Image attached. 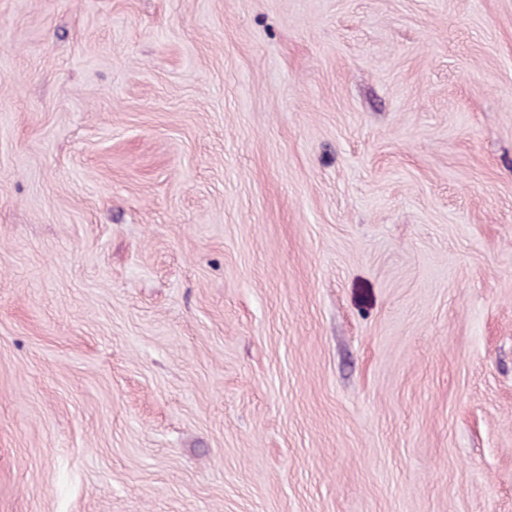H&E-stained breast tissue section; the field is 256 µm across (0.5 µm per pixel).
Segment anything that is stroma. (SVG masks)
Listing matches in <instances>:
<instances>
[{"instance_id":"35a3bbf8","label":"stroma","mask_w":512,"mask_h":512,"mask_svg":"<svg viewBox=\"0 0 512 512\" xmlns=\"http://www.w3.org/2000/svg\"><path fill=\"white\" fill-rule=\"evenodd\" d=\"M0 512H512V0H0Z\"/></svg>"}]
</instances>
